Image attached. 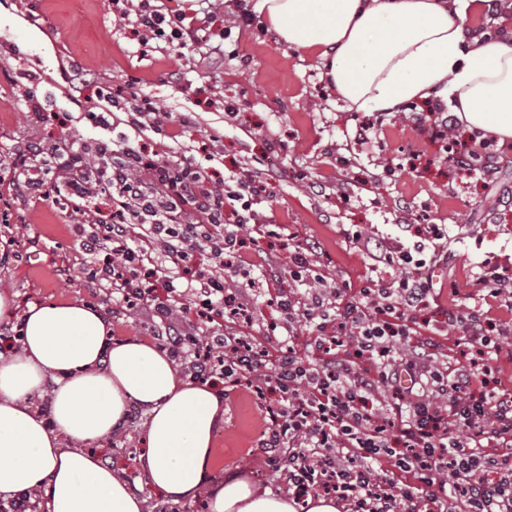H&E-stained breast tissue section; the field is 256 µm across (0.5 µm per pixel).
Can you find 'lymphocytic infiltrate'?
Instances as JSON below:
<instances>
[{"instance_id": "1", "label": "lymphocytic infiltrate", "mask_w": 512, "mask_h": 512, "mask_svg": "<svg viewBox=\"0 0 512 512\" xmlns=\"http://www.w3.org/2000/svg\"><path fill=\"white\" fill-rule=\"evenodd\" d=\"M11 169L12 180L0 178V199L17 186L39 202L63 192L73 212L92 217L96 231L79 245L92 257L88 280L113 300L106 314L122 307L159 318L195 381L271 393L265 445L273 450L270 467L289 487L311 479L310 493L331 489L345 512H512V390L488 380L501 340L489 336L481 306L445 312L458 344L476 355L451 370L435 365L433 339L414 335L429 281L412 252L383 250L379 262L408 265V275L377 290L364 286L352 298L314 287L301 299L281 293L282 309L317 319L327 357L316 364L292 346L273 357L215 325L250 301L199 270L240 258L251 218L227 210L238 192L215 180L214 168L127 145L94 175L76 150L50 154L40 166L19 152ZM177 210L192 211L195 222L174 229ZM156 245L178 276L149 266L146 253ZM186 295L204 302L191 322ZM344 336L355 345L353 357L338 352ZM391 384V402H376L379 388Z\"/></svg>"}]
</instances>
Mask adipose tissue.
<instances>
[{"label":"adipose tissue","mask_w":512,"mask_h":512,"mask_svg":"<svg viewBox=\"0 0 512 512\" xmlns=\"http://www.w3.org/2000/svg\"><path fill=\"white\" fill-rule=\"evenodd\" d=\"M473 0H255L288 47L320 52L348 112H397L441 89L459 122L512 143V30L466 39ZM21 345L0 353V500L25 493L47 512H145L126 477L91 444L142 409L137 470L175 501L206 494L209 512H298L290 492L213 475L224 420L216 389L179 378L167 351L117 340L79 300L28 304ZM48 399L47 409L34 397Z\"/></svg>","instance_id":"ef3b65f1"}]
</instances>
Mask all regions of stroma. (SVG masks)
<instances>
[{"mask_svg":"<svg viewBox=\"0 0 512 512\" xmlns=\"http://www.w3.org/2000/svg\"><path fill=\"white\" fill-rule=\"evenodd\" d=\"M198 12H212L213 38L180 46L155 33L154 18L138 0H0V176L6 160L30 144L58 150L94 146L102 137L95 117L104 97L134 85L152 97L163 134L146 131L147 150L170 146L176 158L213 154L221 179L246 176L263 186L254 210L268 232L258 244L279 269L289 267L295 247L314 243L310 260L331 287L353 293L376 266L377 246H412L414 226L442 224L443 257L424 251L433 279L418 313L423 333L433 336L441 360L467 364L456 333L441 324V311L463 309L480 287V264L498 262L512 271V145H502L490 175L465 180L429 140L427 105L443 103L430 93L426 103L402 111L372 113L371 139L358 136L361 115L343 111L335 91L321 78L318 55L289 49L263 17L244 25L250 0H185ZM465 34L495 36L512 28V0L489 8L481 0L463 20ZM43 112H28L29 97ZM70 113L67 126L55 114ZM191 113L194 125L179 119ZM421 154L410 168L405 159ZM0 223V294L14 302V315L0 318V333L12 332L17 312L28 303L79 299L91 290L75 251L74 220L55 205H33L17 195ZM361 240H353L354 231ZM23 258H14V251ZM224 285L257 296L258 307L245 331L270 350L280 347L271 321L286 322L274 294L256 291L257 272L233 266ZM267 425L263 403L240 387L224 399V421L215 434V477L248 475L272 488L286 487L259 445ZM140 424L96 452L124 470L133 490L145 496L149 512L169 500L147 488L135 466L111 457L113 446L139 447Z\"/></svg>","mask_w":512,"mask_h":512,"instance_id":"1","label":"stroma"}]
</instances>
